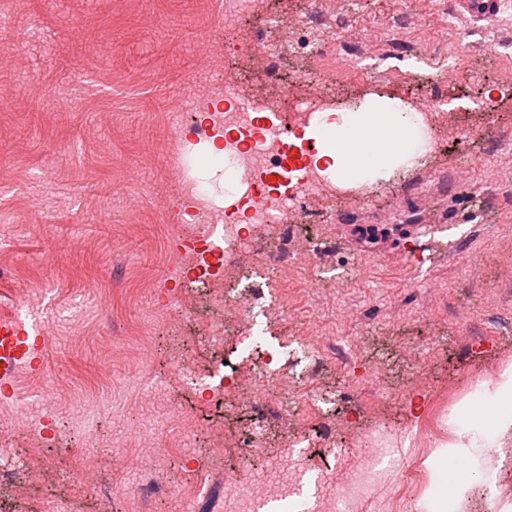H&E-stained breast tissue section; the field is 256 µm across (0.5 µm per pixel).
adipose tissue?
Instances as JSON below:
<instances>
[{
    "instance_id": "1",
    "label": "adipose tissue",
    "mask_w": 512,
    "mask_h": 512,
    "mask_svg": "<svg viewBox=\"0 0 512 512\" xmlns=\"http://www.w3.org/2000/svg\"><path fill=\"white\" fill-rule=\"evenodd\" d=\"M315 136L319 154L330 159L337 182L348 185L388 171L419 147L417 123L390 109L337 113L335 121L322 125ZM487 393V399L470 402L457 412V438L434 462L436 485L446 484L451 463L474 470L471 449L491 448L512 436V363L500 370Z\"/></svg>"
}]
</instances>
